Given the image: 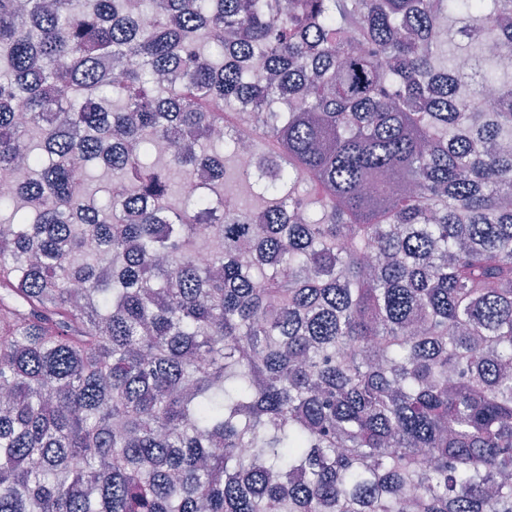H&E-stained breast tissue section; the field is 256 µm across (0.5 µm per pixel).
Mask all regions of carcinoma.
I'll return each mask as SVG.
<instances>
[{
    "mask_svg": "<svg viewBox=\"0 0 512 512\" xmlns=\"http://www.w3.org/2000/svg\"><path fill=\"white\" fill-rule=\"evenodd\" d=\"M489 47L512 0H0V512H512Z\"/></svg>",
    "mask_w": 512,
    "mask_h": 512,
    "instance_id": "1",
    "label": "carcinoma"
}]
</instances>
